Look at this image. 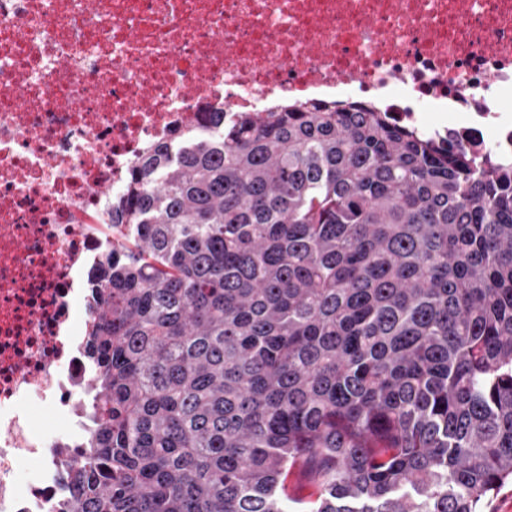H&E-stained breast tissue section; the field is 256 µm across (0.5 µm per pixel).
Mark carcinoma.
<instances>
[{
	"label": "carcinoma",
	"mask_w": 512,
	"mask_h": 512,
	"mask_svg": "<svg viewBox=\"0 0 512 512\" xmlns=\"http://www.w3.org/2000/svg\"><path fill=\"white\" fill-rule=\"evenodd\" d=\"M118 207L66 512H484L512 480V162L285 104L185 128Z\"/></svg>",
	"instance_id": "cac0c4a2"
}]
</instances>
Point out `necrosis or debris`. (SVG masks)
Returning a JSON list of instances; mask_svg holds the SVG:
<instances>
[{"mask_svg": "<svg viewBox=\"0 0 512 512\" xmlns=\"http://www.w3.org/2000/svg\"><path fill=\"white\" fill-rule=\"evenodd\" d=\"M309 98L511 159L512 0H0V512H58L75 283L132 167L209 113Z\"/></svg>", "mask_w": 512, "mask_h": 512, "instance_id": "necrosis-or-debris-1", "label": "necrosis or debris"}]
</instances>
